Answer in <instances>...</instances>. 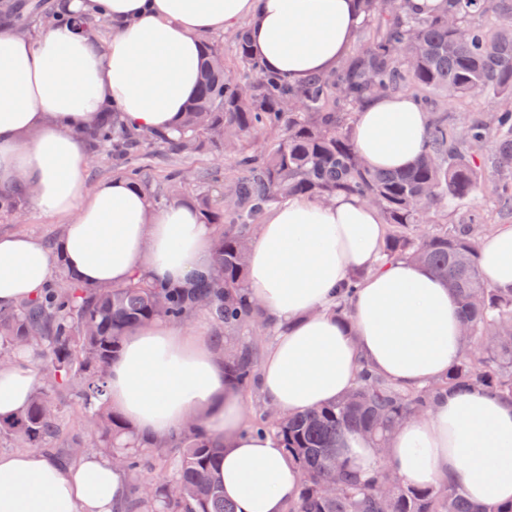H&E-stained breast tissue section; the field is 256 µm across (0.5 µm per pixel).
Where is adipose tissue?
I'll return each mask as SVG.
<instances>
[{"label": "adipose tissue", "instance_id": "adipose-tissue-1", "mask_svg": "<svg viewBox=\"0 0 512 512\" xmlns=\"http://www.w3.org/2000/svg\"><path fill=\"white\" fill-rule=\"evenodd\" d=\"M67 23L34 36L0 27V189L25 194L62 219L56 255L36 239L0 236V308L36 297L61 261L90 285H118L139 269L187 283L211 263V234L177 200L151 207L120 177L88 187L81 135L109 107L140 131L170 132L198 90L205 33L247 25L250 50L290 85L333 71L354 46L358 0H61ZM98 13L108 36L78 27ZM426 115L408 96L382 95L359 112L352 139L371 168L404 170L424 151ZM387 228L378 210L345 194L327 204L296 196L270 211L254 238L248 291L278 326L261 388L281 412L334 402L354 386L360 363L405 387L441 379L457 361L456 296L429 268L382 263ZM486 283L512 290V226L483 242ZM364 278L347 323L331 306L350 274ZM37 381L24 360L0 364V415L23 409ZM107 396L138 438L168 439L197 421L223 436L217 476L237 512H286L300 472L281 439L243 425L242 387L207 337L169 324L132 330L109 369ZM363 476L380 464L414 487L448 481L478 504L512 500V403L481 390H448L423 418L393 435L386 456L358 433L337 442ZM126 474L84 454L60 465L40 450L0 454V512H117Z\"/></svg>", "mask_w": 512, "mask_h": 512}]
</instances>
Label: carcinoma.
Returning a JSON list of instances; mask_svg holds the SVG:
<instances>
[{
  "instance_id": "carcinoma-1",
  "label": "carcinoma",
  "mask_w": 512,
  "mask_h": 512,
  "mask_svg": "<svg viewBox=\"0 0 512 512\" xmlns=\"http://www.w3.org/2000/svg\"><path fill=\"white\" fill-rule=\"evenodd\" d=\"M360 2L363 40L334 71L313 76L300 88L261 69L242 26L228 45L239 73L227 72L222 47L207 43L198 91L177 134L137 132L114 108L86 130L89 145L147 191L141 170L128 166L135 154L234 156V174L224 179V203L206 194L195 198L203 223L218 227L211 269L190 287L137 273L123 285L99 288L60 267L51 287L0 309V355L32 348L41 360L36 369L47 371L52 381L36 388L27 408L0 416V434L20 448L47 447L59 432L51 392L67 388L89 430L72 436L69 447H84L91 435L107 456L139 476L124 512H236L214 478L224 437L196 426L183 431L169 444L178 453L170 459L173 478L164 485L148 477L153 468L141 457L122 450L131 428L107 403L106 368L126 334L146 322L182 323L203 313L218 342L250 327L255 306L248 298L243 244L270 210L292 196L321 200L346 193L374 205L387 224L384 260L423 264L448 283L459 297L467 334L458 361L432 384L405 389L363 362L341 400L302 414L261 418L257 427L281 438L300 471V494L288 512H512V503L478 505L445 482L413 487L388 466L363 479L349 463L337 461L340 434L365 432L383 454L393 430L407 417L428 412L448 389L478 388L512 401V292L492 288L480 276L476 256L488 231L484 213L472 211L465 224L434 223L420 230L436 208L458 206L481 191L489 145L496 201L512 205V0H439L430 15L413 11L410 0ZM489 10L502 20L497 33L483 25ZM405 87L430 111L425 152L403 171L371 169L351 138L356 114L369 99ZM434 92L453 102L479 93L504 102L489 119L458 124L436 111ZM257 135L266 137L260 149L243 145ZM209 176L174 169L166 179L167 197H182L188 181ZM361 279L360 273L349 279L336 304L338 315H346ZM257 353L253 342L224 354L243 386L254 378Z\"/></svg>"
}]
</instances>
